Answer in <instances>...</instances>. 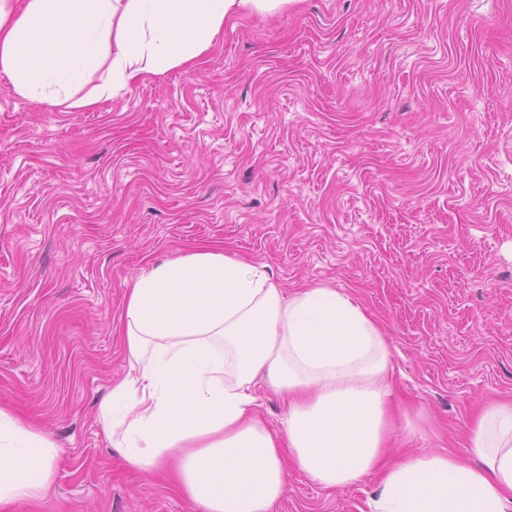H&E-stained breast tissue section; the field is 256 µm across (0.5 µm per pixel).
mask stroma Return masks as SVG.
<instances>
[{"instance_id": "obj_1", "label": "stroma", "mask_w": 512, "mask_h": 512, "mask_svg": "<svg viewBox=\"0 0 512 512\" xmlns=\"http://www.w3.org/2000/svg\"><path fill=\"white\" fill-rule=\"evenodd\" d=\"M210 245L358 299L393 348L394 447L467 453L512 400V0H294L94 108L0 80V408L60 450L13 512H200L97 407L129 283ZM297 470L273 512H368Z\"/></svg>"}]
</instances>
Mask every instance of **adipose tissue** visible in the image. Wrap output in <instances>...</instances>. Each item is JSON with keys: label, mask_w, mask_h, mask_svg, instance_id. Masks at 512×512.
<instances>
[{"label": "adipose tissue", "mask_w": 512, "mask_h": 512, "mask_svg": "<svg viewBox=\"0 0 512 512\" xmlns=\"http://www.w3.org/2000/svg\"><path fill=\"white\" fill-rule=\"evenodd\" d=\"M287 2L0 0V77L28 101L88 108L137 78L193 66L228 16ZM120 333L128 371L99 403L106 437L143 474L174 465L201 512H272L292 467L327 488L381 472L370 512H512V403L471 428L468 459L390 456L392 349L347 293L289 292L267 265L199 247L129 284ZM261 380L288 403L281 431L259 416ZM57 455L0 409V512L43 499Z\"/></svg>", "instance_id": "obj_1"}]
</instances>
